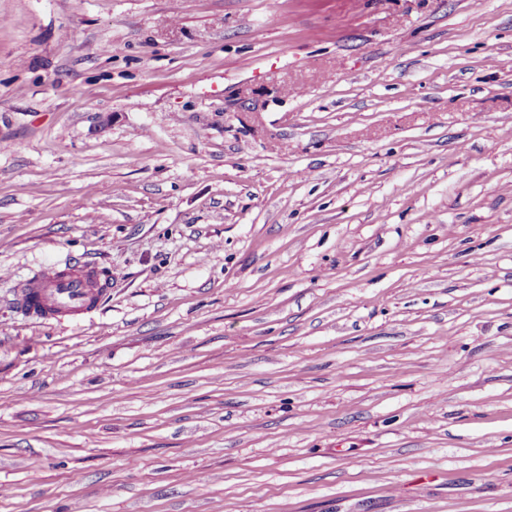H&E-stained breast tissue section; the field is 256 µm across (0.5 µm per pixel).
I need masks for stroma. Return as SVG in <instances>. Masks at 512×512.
Here are the masks:
<instances>
[{"label":"stroma","mask_w":512,"mask_h":512,"mask_svg":"<svg viewBox=\"0 0 512 512\" xmlns=\"http://www.w3.org/2000/svg\"><path fill=\"white\" fill-rule=\"evenodd\" d=\"M1 140L0 512H512V0H0ZM94 271L90 265H84L78 271L45 267L26 284V293L19 301L20 309L30 314L41 313L37 315L41 318L87 311L93 297L90 278ZM29 295L33 305L27 302Z\"/></svg>","instance_id":"stroma-1"}]
</instances>
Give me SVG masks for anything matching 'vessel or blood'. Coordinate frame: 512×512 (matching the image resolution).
<instances>
[{
  "label": "vessel or blood",
  "mask_w": 512,
  "mask_h": 512,
  "mask_svg": "<svg viewBox=\"0 0 512 512\" xmlns=\"http://www.w3.org/2000/svg\"><path fill=\"white\" fill-rule=\"evenodd\" d=\"M93 273V267L88 265L77 271L56 266L44 268L29 279L27 297L20 300V308L30 314L41 313L45 318L85 312L93 297Z\"/></svg>",
  "instance_id": "1"
}]
</instances>
